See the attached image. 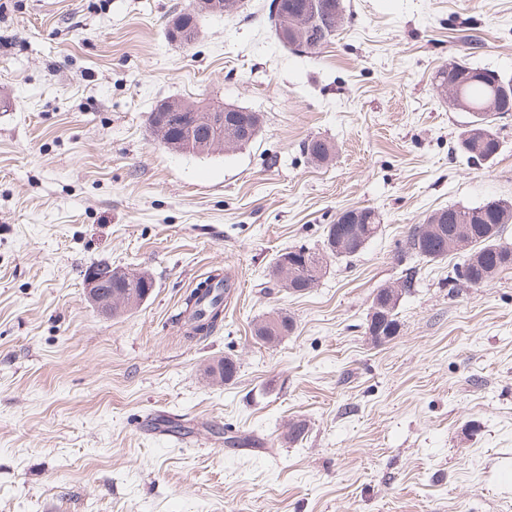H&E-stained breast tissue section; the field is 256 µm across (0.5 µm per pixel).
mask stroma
I'll list each match as a JSON object with an SVG mask.
<instances>
[{
  "label": "stroma",
  "mask_w": 512,
  "mask_h": 512,
  "mask_svg": "<svg viewBox=\"0 0 512 512\" xmlns=\"http://www.w3.org/2000/svg\"><path fill=\"white\" fill-rule=\"evenodd\" d=\"M193 2L0 0V512H512V270L452 288L462 255L406 250L434 209L512 201V112L470 161L471 116L432 85L463 55L512 77V0H344L315 55L279 42L271 0L170 41ZM172 99L261 130L173 151L148 125ZM365 206L383 226L359 254L303 294L273 287L275 255ZM105 265L151 277L150 298L97 311L84 276ZM217 269L237 284L224 321L184 340L172 319ZM408 275L399 333L374 344L373 293ZM274 310L295 329L266 344ZM241 434L264 447H225ZM197 16H198V13H196V12L193 13L190 10H187V11L178 13L176 17L178 19H181L183 21L184 25L187 26V28H191L193 26L197 27ZM181 24L182 23L180 20H176L175 22L171 23V28L173 30L172 38L174 37L175 40H181V42L184 46L189 47L194 44L195 39H196V34H195V32H191V31H190V33H189V31L187 32V28L182 29ZM178 33L182 34L181 37L176 36Z\"/></svg>",
  "instance_id": "1"
}]
</instances>
